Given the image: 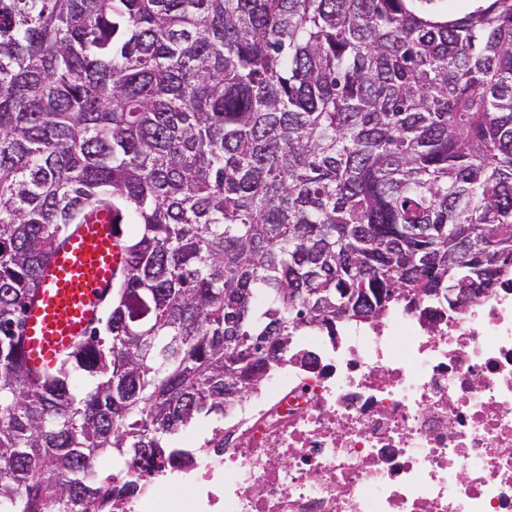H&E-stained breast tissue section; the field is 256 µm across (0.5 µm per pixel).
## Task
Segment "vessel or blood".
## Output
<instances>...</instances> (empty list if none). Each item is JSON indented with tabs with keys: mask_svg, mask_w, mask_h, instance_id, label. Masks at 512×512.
<instances>
[{
	"mask_svg": "<svg viewBox=\"0 0 512 512\" xmlns=\"http://www.w3.org/2000/svg\"><path fill=\"white\" fill-rule=\"evenodd\" d=\"M111 215L68 230L40 271L41 287L23 314V365L30 380L55 366L99 323L126 257Z\"/></svg>",
	"mask_w": 512,
	"mask_h": 512,
	"instance_id": "obj_1",
	"label": "vessel or blood"
}]
</instances>
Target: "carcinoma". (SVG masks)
<instances>
[{
    "label": "carcinoma",
    "instance_id": "obj_1",
    "mask_svg": "<svg viewBox=\"0 0 512 512\" xmlns=\"http://www.w3.org/2000/svg\"><path fill=\"white\" fill-rule=\"evenodd\" d=\"M104 210L112 305L33 384L26 303ZM508 271L512 0H0V512H110L226 372Z\"/></svg>",
    "mask_w": 512,
    "mask_h": 512
}]
</instances>
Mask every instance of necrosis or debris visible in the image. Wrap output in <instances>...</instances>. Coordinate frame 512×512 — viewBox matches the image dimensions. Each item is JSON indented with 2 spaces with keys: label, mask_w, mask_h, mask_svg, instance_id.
Masks as SVG:
<instances>
[{
  "label": "necrosis or debris",
  "mask_w": 512,
  "mask_h": 512,
  "mask_svg": "<svg viewBox=\"0 0 512 512\" xmlns=\"http://www.w3.org/2000/svg\"><path fill=\"white\" fill-rule=\"evenodd\" d=\"M219 434L156 460L171 492L119 512H512V274L458 308L304 332Z\"/></svg>",
  "instance_id": "4bbe7bcc"
}]
</instances>
